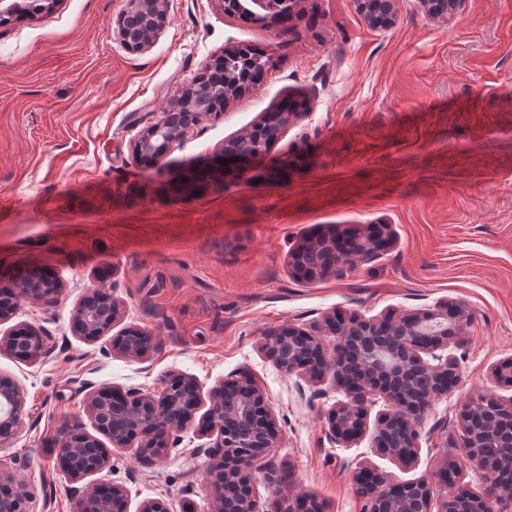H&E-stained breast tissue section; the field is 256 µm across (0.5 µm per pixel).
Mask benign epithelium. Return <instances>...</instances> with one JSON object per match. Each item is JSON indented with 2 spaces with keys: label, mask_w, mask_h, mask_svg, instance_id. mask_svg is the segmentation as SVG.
Returning <instances> with one entry per match:
<instances>
[{
  "label": "benign epithelium",
  "mask_w": 512,
  "mask_h": 512,
  "mask_svg": "<svg viewBox=\"0 0 512 512\" xmlns=\"http://www.w3.org/2000/svg\"><path fill=\"white\" fill-rule=\"evenodd\" d=\"M285 0H224L228 12H246L255 18L256 6L267 10ZM367 22L374 27L396 20V0H357ZM460 0H422L434 19L452 17ZM166 18V0H127L118 25V35L126 45L144 50L153 42ZM198 76L183 88L169 108L152 125L142 129L132 144L135 162L156 164L180 145L189 131L206 115L207 101ZM297 112L276 108L264 118L259 129H250L224 143L206 167L184 173L172 186L177 194H193L224 172L241 169L263 155L279 138ZM237 161H232V158ZM228 164H220V160ZM391 239L384 234L360 236L329 231L307 239L290 254V265L301 277L314 280L344 265L381 254ZM62 291L54 274L41 266L24 272L16 285L0 293V324L16 314L22 298L48 302ZM123 318L120 301L105 285L90 288L73 312L75 332L88 341L107 335ZM469 321L466 310L457 305L391 315L381 319L351 318L337 323L336 316L324 320L327 333L336 337V346L327 350L315 336L293 325H285L265 338L261 350L272 365L286 374L306 373L329 377L347 396L328 415L331 436L347 447L357 444L367 431L368 406L372 397L384 394L392 408L377 419L375 451L409 465L417 455V424L434 397L448 392L458 382L455 365L441 359L437 351L460 336ZM148 343L143 331L126 327L112 337V351L125 358L142 361ZM25 362L46 355L41 332L31 324H21L0 334V353ZM438 360L433 365L425 359ZM512 419V408L496 399L482 400L461 415L462 445L466 456L477 457L476 449L489 443L508 449L507 457L480 460L485 490L463 508L452 509L450 498L442 499L439 512H489L486 500L497 495V469L512 465V431L500 432L496 412ZM24 394L10 377H0V443L12 438L22 424ZM87 413L98 435L75 433L59 443L57 464L75 478L102 469L109 451L99 439L104 436L115 448L170 447L175 432L199 427L214 433L221 448L220 468L211 474V512H263L254 481L259 473L265 485L279 490L276 469L264 464L277 447L280 430L275 416L266 407L261 385L251 377L222 380L203 390L197 379L174 373L159 392L102 387L88 399ZM369 485L365 494L367 512H432L435 494L424 480L388 483L375 469L362 465L354 481ZM29 494L24 484L0 472V512H28ZM75 512H128V494L120 486L97 485L79 499Z\"/></svg>",
  "instance_id": "benign-epithelium-1"
}]
</instances>
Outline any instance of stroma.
Here are the masks:
<instances>
[{"instance_id": "1", "label": "stroma", "mask_w": 512, "mask_h": 512, "mask_svg": "<svg viewBox=\"0 0 512 512\" xmlns=\"http://www.w3.org/2000/svg\"><path fill=\"white\" fill-rule=\"evenodd\" d=\"M126 0H54L0 24V287L29 266L63 284L54 304L22 301L14 320L38 327L49 350L24 362L0 353V374L24 392L21 429L0 444V470L23 481L31 512H73L88 488L117 485L137 512H210L215 435L179 433L163 456L114 448L81 479L57 467L59 443L92 432V391L154 392L173 372L209 388L252 376L282 440L269 460L291 490L324 512H365L353 473L371 465L387 482L419 479L446 494L440 473L460 464L461 487L484 490L461 450L463 407L512 386L492 367L512 358V0H461L447 21L420 0H396L389 27L371 26L356 0H298L288 22L254 23L222 0H168L145 50L117 35ZM251 46L268 54L261 83L203 117L156 167L137 164L135 135L213 56ZM305 100L249 171L199 194L169 184L205 164L285 100ZM386 229L377 258L309 282L290 267L306 236ZM144 331V362L112 351L109 337L76 336L72 311L96 280ZM448 303L470 322L446 354L458 384L419 425L415 462L373 449L372 434L344 447L328 414L345 394L330 381L287 375L260 343L291 324L333 347L330 313L364 319Z\"/></svg>"}]
</instances>
